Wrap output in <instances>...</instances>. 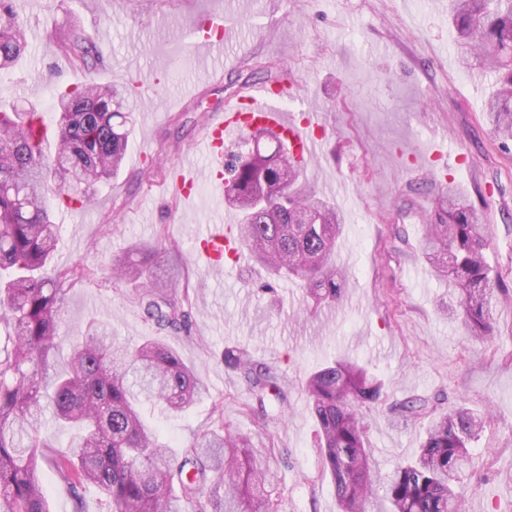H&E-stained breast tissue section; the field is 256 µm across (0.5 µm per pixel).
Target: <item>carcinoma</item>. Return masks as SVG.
Wrapping results in <instances>:
<instances>
[{"mask_svg":"<svg viewBox=\"0 0 512 512\" xmlns=\"http://www.w3.org/2000/svg\"><path fill=\"white\" fill-rule=\"evenodd\" d=\"M451 9L461 44L495 75L486 110L507 149L512 0H452ZM26 27L12 0H0V71L24 54ZM55 45L86 81L54 97V118L0 107V512H49L45 466L71 487L74 512H82L87 484L111 512H279L274 481L283 450L272 438L257 447L252 437L221 426L196 435L177 456L146 422L147 404L182 412L205 394L198 374L168 345L144 340L131 347L114 340L106 325L92 323L72 346L65 372H49L65 295L89 275L82 263L43 275L59 243L51 206L83 205L93 197L125 158L129 123L128 113L119 111L118 90L94 76L101 46L76 24ZM260 132L274 150L264 153L255 131H248V152L224 168V200L240 215L241 241L273 275L303 281L314 304L334 302L345 284L332 261L343 229L336 207L299 191L302 168L282 136ZM436 215L423 253L458 296L468 337L482 339L491 332L496 299L483 256L486 225L451 186ZM112 270L130 281L144 277L147 267L117 260ZM150 287L140 302L143 318L167 333L188 332V287L181 296L171 281ZM224 365L244 381L249 401L242 407L259 431L283 421L288 393L272 366L234 349L224 351ZM304 391L318 427L321 474L333 480L340 512H366L376 484L363 409L383 400L382 384L358 364L338 360L310 375ZM47 407L58 425L75 430L68 456L40 439ZM395 410L407 420L432 419L415 459L381 483L388 512H463L461 473L483 418L462 406L439 411L421 398Z\"/></svg>","mask_w":512,"mask_h":512,"instance_id":"1","label":"carcinoma"}]
</instances>
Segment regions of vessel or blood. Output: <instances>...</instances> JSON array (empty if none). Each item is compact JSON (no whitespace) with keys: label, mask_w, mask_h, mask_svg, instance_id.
Returning <instances> with one entry per match:
<instances>
[{"label":"vessel or blood","mask_w":512,"mask_h":512,"mask_svg":"<svg viewBox=\"0 0 512 512\" xmlns=\"http://www.w3.org/2000/svg\"><path fill=\"white\" fill-rule=\"evenodd\" d=\"M229 37V28L223 17L212 16L193 29V50L223 48ZM293 93L292 86L262 84L244 95L228 99L220 117L205 130L203 144L210 159L205 170L184 165L173 171L170 185L174 195L189 202L196 198V187L207 181L213 196L224 193V145L254 127H265L280 132L286 138L296 160L307 161L320 152L325 142L322 124L305 113L287 112L280 108L281 100ZM241 255L239 241L232 225L213 224L195 242L193 257L197 265L209 270L223 269L226 262L238 261Z\"/></svg>","instance_id":"vessel-or-blood-1"}]
</instances>
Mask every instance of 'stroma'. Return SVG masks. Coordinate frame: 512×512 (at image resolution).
Instances as JSON below:
<instances>
[{"label":"stroma","instance_id":"1","mask_svg":"<svg viewBox=\"0 0 512 512\" xmlns=\"http://www.w3.org/2000/svg\"><path fill=\"white\" fill-rule=\"evenodd\" d=\"M29 29L54 34L75 23L101 41L97 74L124 91L132 133L121 169L84 209L58 206L60 243L44 270L84 263L90 279L72 288L58 328L66 355L90 320L136 345L157 338L197 368L206 387L189 410L147 414L172 447L219 424L255 435L240 410L242 379L224 365L229 347L277 369L290 406L271 433L288 451L280 512H338L329 477L319 474L316 424L303 383L337 359L366 366L387 400L365 415L375 478L417 454L426 419L402 421L395 404L425 398L437 408L466 405L487 417L469 451L464 512H512V152H504L486 117L489 74L463 49L448 0H13ZM233 24L224 52L191 56L184 47L203 16ZM219 72L208 82L204 73ZM297 84L289 112L312 111L326 145L308 162L303 189L334 203L344 229L335 262L347 276L333 305H314L298 283L264 289L266 271L250 258L212 273L193 260L196 238L222 223L226 205L191 206L163 180L169 167L208 159L199 142L227 97L270 76ZM85 74L58 56L53 42L29 41L23 57L0 72V101L49 112L52 92ZM441 146L448 163L422 150ZM482 214L485 257L502 287L487 339L466 338L448 311L445 281L422 251L445 185ZM166 233L177 255L159 254L152 275L174 270L189 281V333H158L138 306L140 286L113 279V259L139 260V249Z\"/></svg>","mask_w":512,"mask_h":512}]
</instances>
